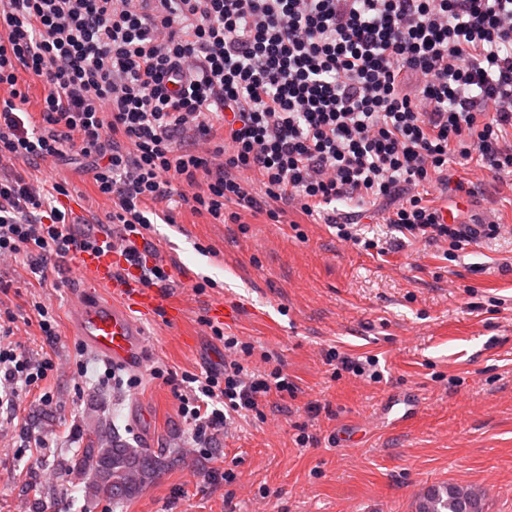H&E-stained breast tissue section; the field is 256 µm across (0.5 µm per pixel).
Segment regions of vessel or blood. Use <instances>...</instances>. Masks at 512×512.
<instances>
[{
	"mask_svg": "<svg viewBox=\"0 0 512 512\" xmlns=\"http://www.w3.org/2000/svg\"><path fill=\"white\" fill-rule=\"evenodd\" d=\"M80 270L110 294L106 300H84L77 304L73 318L82 340L106 361L126 368L140 367L146 343L140 324L125 308L134 303L145 313L155 311L162 301V289L132 288L119 280L118 272H133L124 255L110 248L80 252Z\"/></svg>",
	"mask_w": 512,
	"mask_h": 512,
	"instance_id": "vessel-or-blood-1",
	"label": "vessel or blood"
}]
</instances>
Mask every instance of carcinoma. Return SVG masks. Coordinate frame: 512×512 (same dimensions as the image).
<instances>
[{"label":"carcinoma","instance_id":"1","mask_svg":"<svg viewBox=\"0 0 512 512\" xmlns=\"http://www.w3.org/2000/svg\"><path fill=\"white\" fill-rule=\"evenodd\" d=\"M60 467L78 476L91 475L90 493L96 498L121 500L139 492L153 478L156 462L137 448L118 443L102 424L90 445ZM417 512H482L480 496L457 486L430 488L421 498Z\"/></svg>","mask_w":512,"mask_h":512}]
</instances>
